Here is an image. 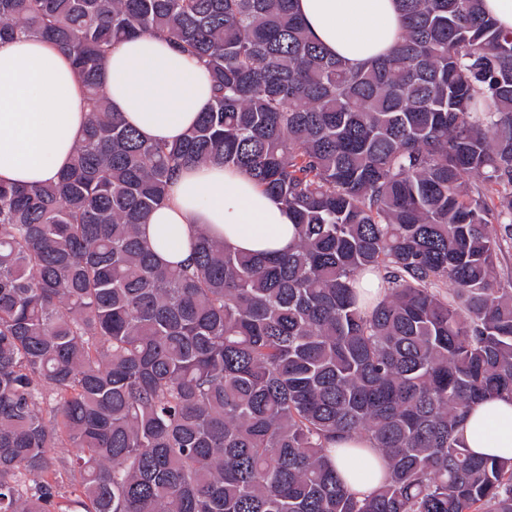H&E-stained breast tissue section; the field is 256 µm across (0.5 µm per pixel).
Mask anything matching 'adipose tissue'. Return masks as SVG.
I'll list each match as a JSON object with an SVG mask.
<instances>
[{"label": "adipose tissue", "mask_w": 512, "mask_h": 512, "mask_svg": "<svg viewBox=\"0 0 512 512\" xmlns=\"http://www.w3.org/2000/svg\"><path fill=\"white\" fill-rule=\"evenodd\" d=\"M309 35L328 53L359 66L388 54L400 39L403 18L396 0H296ZM101 83L113 111L143 139H182L214 88L208 69L193 55L158 36H138L111 49ZM89 115L83 83L56 45L24 36L0 43V183L42 184L65 169L82 140ZM248 253H282L296 229L287 209L247 174L220 164H193L175 176L164 205L142 232L165 264L186 262L196 230ZM477 456L512 460V401L491 397L468 412L460 426ZM345 438L329 445V456L358 497L374 482L356 483L354 468L388 471L384 457L351 453Z\"/></svg>", "instance_id": "ef3b65f1"}]
</instances>
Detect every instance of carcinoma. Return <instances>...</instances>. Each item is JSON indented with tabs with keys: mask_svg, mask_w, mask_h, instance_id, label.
Returning a JSON list of instances; mask_svg holds the SVG:
<instances>
[{
	"mask_svg": "<svg viewBox=\"0 0 512 512\" xmlns=\"http://www.w3.org/2000/svg\"><path fill=\"white\" fill-rule=\"evenodd\" d=\"M399 10L393 50L352 66L294 0H0V41L66 50L90 102L55 181L0 184V512H512V460L459 433L512 398L495 273L512 30L482 0ZM137 34L211 72L179 142L143 139L102 93L104 55ZM207 162L288 207L287 253L200 230L188 263L158 262L140 227ZM367 273L385 288L370 307ZM338 437L388 460L363 499L329 457Z\"/></svg>",
	"mask_w": 512,
	"mask_h": 512,
	"instance_id": "cac0c4a2",
	"label": "carcinoma"
}]
</instances>
